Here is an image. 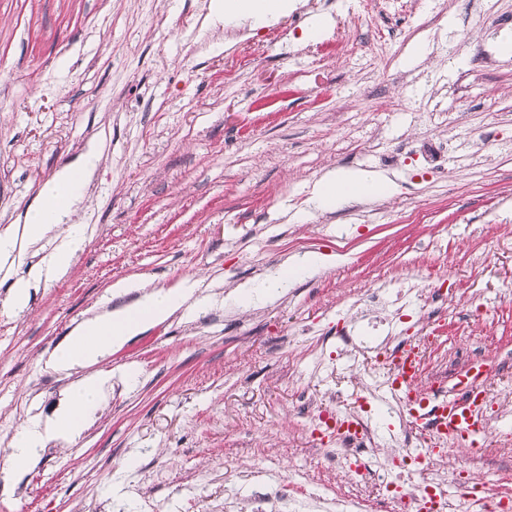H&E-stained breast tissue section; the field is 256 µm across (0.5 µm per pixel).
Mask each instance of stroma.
Instances as JSON below:
<instances>
[{
    "instance_id": "35a3bbf8",
    "label": "stroma",
    "mask_w": 512,
    "mask_h": 512,
    "mask_svg": "<svg viewBox=\"0 0 512 512\" xmlns=\"http://www.w3.org/2000/svg\"><path fill=\"white\" fill-rule=\"evenodd\" d=\"M316 16L329 26L305 41ZM504 31L512 0H299L253 28L213 24L209 0H0V231L102 146L73 217L87 227L73 268L26 310L0 305V468L26 421L57 411L71 378L46 361L113 282L203 277L219 298L112 352L102 409L0 481V512H242L299 482L343 490L310 413L375 396L389 454L404 418L386 394L385 337H430L418 388L431 395L468 355L512 361ZM333 168L381 173L396 191L312 211ZM309 250L333 265L274 301H227ZM428 275L446 278L438 322L411 290ZM382 281L402 291V314L355 308ZM340 324L355 347L314 356Z\"/></svg>"
}]
</instances>
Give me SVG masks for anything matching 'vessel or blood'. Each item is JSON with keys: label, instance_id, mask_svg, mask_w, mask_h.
<instances>
[{"label": "vessel or blood", "instance_id": "obj_1", "mask_svg": "<svg viewBox=\"0 0 512 512\" xmlns=\"http://www.w3.org/2000/svg\"><path fill=\"white\" fill-rule=\"evenodd\" d=\"M420 372L418 350L409 344L399 346L394 355L391 387L411 421L431 437L432 447L473 450L485 446L488 397L482 368L476 366L457 376L452 391L442 397L417 390Z\"/></svg>", "mask_w": 512, "mask_h": 512}]
</instances>
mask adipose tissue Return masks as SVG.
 <instances>
[{
  "instance_id": "ef3b65f1",
  "label": "adipose tissue",
  "mask_w": 512,
  "mask_h": 512,
  "mask_svg": "<svg viewBox=\"0 0 512 512\" xmlns=\"http://www.w3.org/2000/svg\"><path fill=\"white\" fill-rule=\"evenodd\" d=\"M292 8L291 0H210L212 20L223 24H266L286 17ZM99 156L98 145H91L80 161L63 168L42 185L40 202L27 211L23 224L0 233V272L7 275L24 262L30 248L44 242L51 245L34 275L12 280L7 299L11 310H24L34 288L60 279L74 265L76 253L85 240V227L68 224L67 219L80 202ZM392 190L387 178L373 173L332 171L318 182L309 204L316 210H330L347 200L380 198ZM328 264L327 256L317 251L294 256L280 269L268 273L261 286L240 285L236 299L247 306L260 298L277 297L297 275L319 272ZM110 292L115 296L134 295L135 301L130 306L85 318L54 353L51 364L56 370L68 372L79 368L84 375L72 384L52 420L31 419L14 435L8 454L9 468L25 469L52 439L75 440L82 435L106 383L104 377L90 373L89 368L108 351L122 348L133 337L177 312L187 313L216 300L199 278H187L164 288L153 286L145 277L131 276L113 283Z\"/></svg>"
}]
</instances>
